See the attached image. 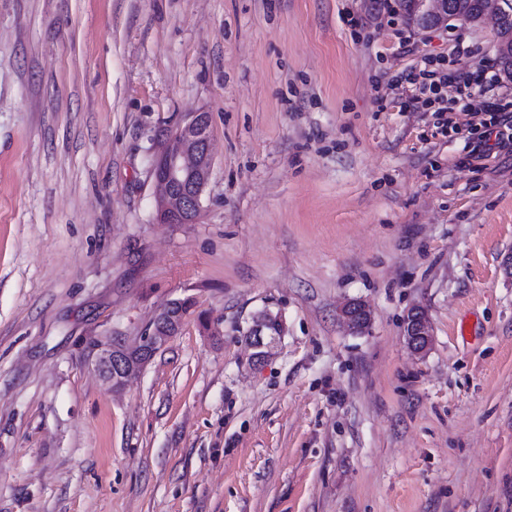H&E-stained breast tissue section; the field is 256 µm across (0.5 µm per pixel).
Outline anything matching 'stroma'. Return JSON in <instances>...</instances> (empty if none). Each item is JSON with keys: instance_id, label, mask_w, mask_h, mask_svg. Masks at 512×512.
Returning <instances> with one entry per match:
<instances>
[{"instance_id": "stroma-1", "label": "stroma", "mask_w": 512, "mask_h": 512, "mask_svg": "<svg viewBox=\"0 0 512 512\" xmlns=\"http://www.w3.org/2000/svg\"><path fill=\"white\" fill-rule=\"evenodd\" d=\"M374 6L0 0V512H512V154L470 159L394 83L429 54L500 74L497 39L452 20L405 54ZM200 111V219L160 223L153 159ZM186 297L113 390L89 342ZM338 318L354 332L365 330L371 322L370 308L363 302L351 300L339 307ZM404 340L415 356H424L434 342L432 325L426 311L419 306L407 310L403 318Z\"/></svg>"}]
</instances>
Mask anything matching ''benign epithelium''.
I'll use <instances>...</instances> for the list:
<instances>
[{
	"mask_svg": "<svg viewBox=\"0 0 512 512\" xmlns=\"http://www.w3.org/2000/svg\"><path fill=\"white\" fill-rule=\"evenodd\" d=\"M464 21L460 15L448 14L447 0H411L409 24L424 29L429 21L437 25L451 19ZM212 164V147L209 132L199 137L173 134L163 144L152 165V172L160 195L159 222L164 224H195L201 209L202 198ZM338 318L352 331L365 330L371 322L370 308L363 302L351 300L339 307ZM404 340L416 356H424L434 342L432 325L426 311L414 306L403 318ZM170 336L152 327L145 336L130 342L138 348L136 355H129L124 348L108 344L100 347L94 363L95 370L112 388L124 387L128 379L139 372Z\"/></svg>",
	"mask_w": 512,
	"mask_h": 512,
	"instance_id": "obj_1",
	"label": "benign epithelium"
}]
</instances>
